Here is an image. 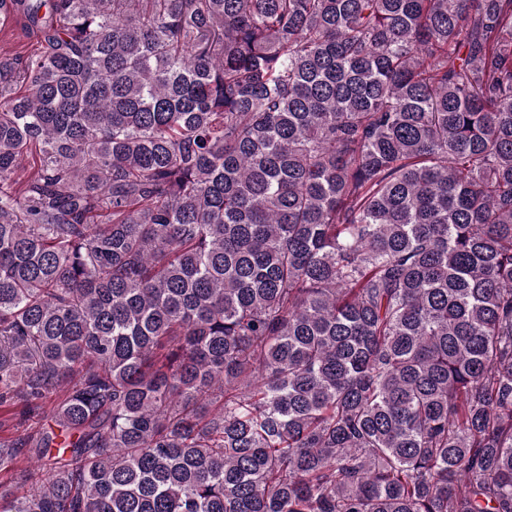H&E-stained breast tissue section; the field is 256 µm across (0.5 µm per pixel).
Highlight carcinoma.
<instances>
[{
	"instance_id": "1",
	"label": "carcinoma",
	"mask_w": 512,
	"mask_h": 512,
	"mask_svg": "<svg viewBox=\"0 0 512 512\" xmlns=\"http://www.w3.org/2000/svg\"><path fill=\"white\" fill-rule=\"evenodd\" d=\"M0 512H512V0H11ZM39 48L35 38L25 37L21 31L14 27L2 32L0 28V50L11 56H26ZM56 403L57 400L46 403L43 410H41V413L38 416L32 417L26 424H23V426L19 427L18 430L16 429V427H13L15 421L11 419L12 415L7 419H3L0 416V423L2 422V426L0 427V435L19 436L30 431V428L50 430L49 428L52 427L57 432V428L54 425V420L51 417L53 407L55 406Z\"/></svg>"
}]
</instances>
